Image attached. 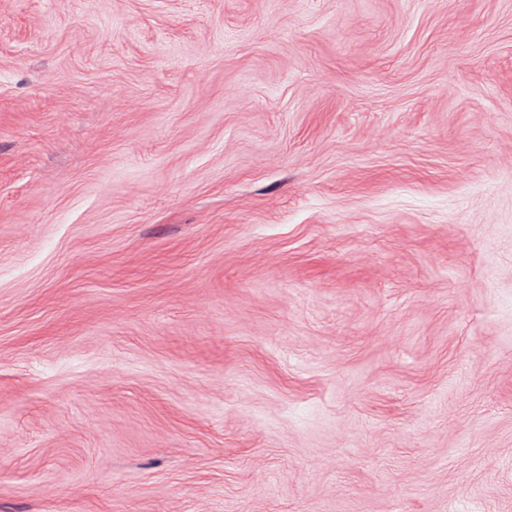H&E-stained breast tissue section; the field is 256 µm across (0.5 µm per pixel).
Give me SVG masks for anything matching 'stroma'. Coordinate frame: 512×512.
<instances>
[{"mask_svg": "<svg viewBox=\"0 0 512 512\" xmlns=\"http://www.w3.org/2000/svg\"><path fill=\"white\" fill-rule=\"evenodd\" d=\"M0 512H512V0H0Z\"/></svg>", "mask_w": 512, "mask_h": 512, "instance_id": "1", "label": "stroma"}]
</instances>
